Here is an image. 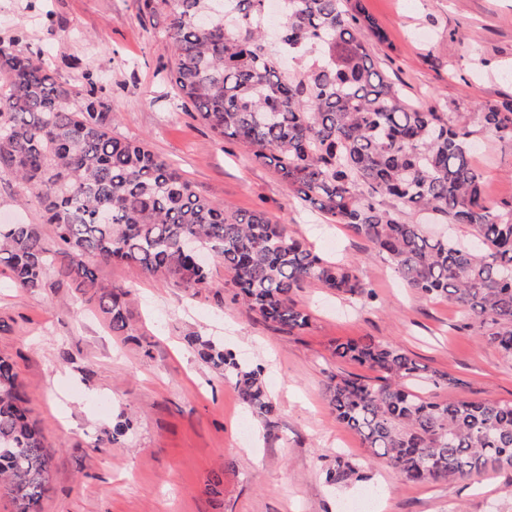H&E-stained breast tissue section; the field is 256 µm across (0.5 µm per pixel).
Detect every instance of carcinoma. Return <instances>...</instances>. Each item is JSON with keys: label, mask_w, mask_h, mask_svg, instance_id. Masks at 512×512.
<instances>
[{"label": "carcinoma", "mask_w": 512, "mask_h": 512, "mask_svg": "<svg viewBox=\"0 0 512 512\" xmlns=\"http://www.w3.org/2000/svg\"><path fill=\"white\" fill-rule=\"evenodd\" d=\"M266 8L267 0H138L142 20L162 21L173 84L205 125L273 167L303 204L365 239L408 287L463 308L478 339L512 358V204L486 196L472 156L477 134L512 140V101L483 106L471 122L414 103L372 55L367 37L382 35L362 0H288L276 45L263 27ZM21 41L0 42V178L26 186L57 248L38 224H0V265L15 287L42 288L53 268L91 292L88 301L123 336L134 289L103 282L97 265L119 261L201 290L210 270L186 251L190 239L224 264L250 311L288 333L310 325L296 300L306 287L371 296L355 266L326 260L263 211H229L199 195L145 141L113 135L115 114L94 71L63 83ZM422 211L448 234L431 237L406 219ZM460 227L476 244L457 235ZM190 343L274 428L261 368L210 339ZM332 356L377 373L330 376L327 403L403 482L512 470V403L413 393L416 380H456L391 341L338 339ZM28 404L13 363L0 356V492L16 512H37L52 460ZM324 479L343 487L368 475L338 455Z\"/></svg>", "instance_id": "cac0c4a2"}]
</instances>
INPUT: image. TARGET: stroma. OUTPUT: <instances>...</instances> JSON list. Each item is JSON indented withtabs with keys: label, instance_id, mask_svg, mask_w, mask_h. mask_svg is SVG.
I'll return each mask as SVG.
<instances>
[{
	"label": "stroma",
	"instance_id": "1",
	"mask_svg": "<svg viewBox=\"0 0 512 512\" xmlns=\"http://www.w3.org/2000/svg\"><path fill=\"white\" fill-rule=\"evenodd\" d=\"M384 41L370 48L419 103L448 112L512 99V0H363ZM138 0H0V38L24 30L21 49L45 48L60 79L90 68L106 87L115 136L145 140L196 191L232 210L260 209L322 257L354 264L373 295L352 303L318 287L296 299L311 314L288 334L247 311L221 262L209 288L146 277L122 263L98 276L134 288L132 333L115 336L76 288L50 275L14 287L0 265V355L31 396V415L52 454L40 512H345L375 491L373 512H512V471L478 481L408 485L330 411L325 384L340 366L339 338L397 343L419 364L457 381H423L431 400L512 402V359L482 344L452 302L408 288L370 245L302 206L273 167L215 135L185 109L170 80L172 47L141 21ZM474 162L490 199L512 202V140L479 141ZM0 214L42 221L35 199L0 180ZM220 340L261 365L277 406L274 429L253 417L234 385L204 364L187 338ZM132 428L96 446L121 419ZM373 475L370 485L328 486L336 455Z\"/></svg>",
	"mask_w": 512,
	"mask_h": 512
}]
</instances>
